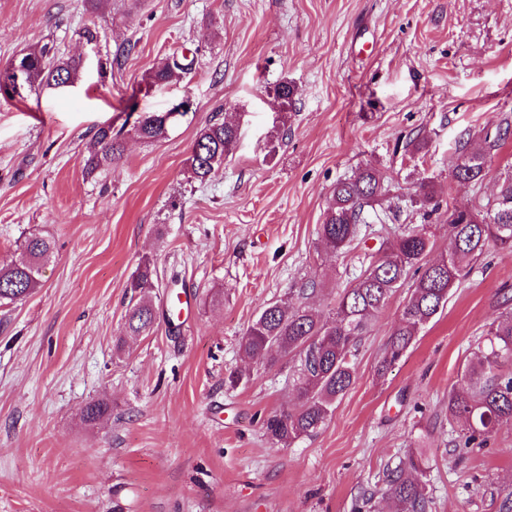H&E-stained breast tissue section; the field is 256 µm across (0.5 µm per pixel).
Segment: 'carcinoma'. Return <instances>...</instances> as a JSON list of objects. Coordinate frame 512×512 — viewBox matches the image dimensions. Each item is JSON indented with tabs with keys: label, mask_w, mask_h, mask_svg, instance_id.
Instances as JSON below:
<instances>
[{
	"label": "carcinoma",
	"mask_w": 512,
	"mask_h": 512,
	"mask_svg": "<svg viewBox=\"0 0 512 512\" xmlns=\"http://www.w3.org/2000/svg\"><path fill=\"white\" fill-rule=\"evenodd\" d=\"M30 78V89L53 88L77 79L81 61L55 59L45 43L17 56ZM193 62L172 56L148 71L151 83L167 84L192 70ZM169 113H145L132 131L144 141H154L168 132ZM125 126L100 127L92 135L89 166L112 161L123 152ZM238 125L213 120L197 133L187 159L191 177L208 180L235 149ZM488 171L486 150L460 142L455 148L452 177L459 183H481ZM389 185L373 167L358 170L334 185L323 213L318 235L324 248L345 257L361 233V226L374 218L384 224L395 214L383 205ZM410 202L431 217L441 210L434 184L421 179ZM448 250L435 261H426L433 248L425 226L405 227L394 233L385 251L369 256L368 263L338 295L331 316L323 318L305 305L295 310L272 304L259 313L241 338L240 347L252 361L272 366L276 356H292L297 396L296 410L283 409L264 421L272 443L287 447L319 430L330 418L336 401L355 380L352 357L369 332L376 315L398 288L409 285L411 295L401 309L391 334L381 370L391 368L413 344L418 331L444 309L455 284L464 275L462 260L482 253L493 244L512 250V167L500 174L497 195L478 202L468 211L448 213ZM25 258L0 267V302L10 303L30 295L40 284V269L53 257L51 242L36 234L23 244ZM154 264L143 259L129 283L138 300L125 314L129 336L150 332L155 308L146 289L153 287ZM479 356L464 369L463 383L448 392V416L463 421L464 447H482L498 427L512 423V311L491 328L477 346ZM425 458L411 452L389 470L385 493L395 512H428L429 497L423 480Z\"/></svg>",
	"instance_id": "obj_1"
}]
</instances>
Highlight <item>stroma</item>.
I'll list each match as a JSON object with an SVG mask.
<instances>
[{
    "mask_svg": "<svg viewBox=\"0 0 512 512\" xmlns=\"http://www.w3.org/2000/svg\"><path fill=\"white\" fill-rule=\"evenodd\" d=\"M43 43L84 67L68 88L0 98V265L32 233L56 251L34 293L0 304V512H355L366 491L392 512L383 474L417 448L430 512H499L512 423L458 453L448 390L512 310V251L467 259L447 306L383 373L409 296L399 288L358 348L351 389L287 448L261 421L297 407L292 361L255 364L240 340L272 303L329 314L387 238L368 225L344 258L319 240L334 184L359 168L383 174L403 197L400 223L426 224L438 253L448 226L411 206L417 180L446 207L493 198L512 136L480 186L451 167L458 141L512 126V0H0V67ZM186 47L191 74L148 83ZM282 81L297 90L285 115L268 94ZM185 97L194 107L166 138L127 137L121 158L88 169L98 128ZM215 118L239 119L240 137L201 183L186 160ZM418 135L428 151L413 156ZM145 258L156 321L127 337ZM233 370L249 379L231 389ZM95 400L108 412L90 423Z\"/></svg>",
    "mask_w": 512,
    "mask_h": 512,
    "instance_id": "stroma-1",
    "label": "stroma"
}]
</instances>
